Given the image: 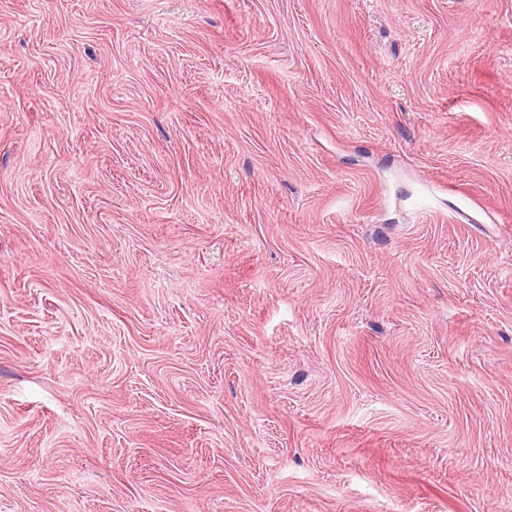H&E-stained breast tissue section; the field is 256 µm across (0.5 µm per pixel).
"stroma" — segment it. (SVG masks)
I'll list each match as a JSON object with an SVG mask.
<instances>
[{
	"label": "stroma",
	"instance_id": "35a3bbf8",
	"mask_svg": "<svg viewBox=\"0 0 512 512\" xmlns=\"http://www.w3.org/2000/svg\"><path fill=\"white\" fill-rule=\"evenodd\" d=\"M0 512H512V0H0Z\"/></svg>",
	"mask_w": 512,
	"mask_h": 512
}]
</instances>
